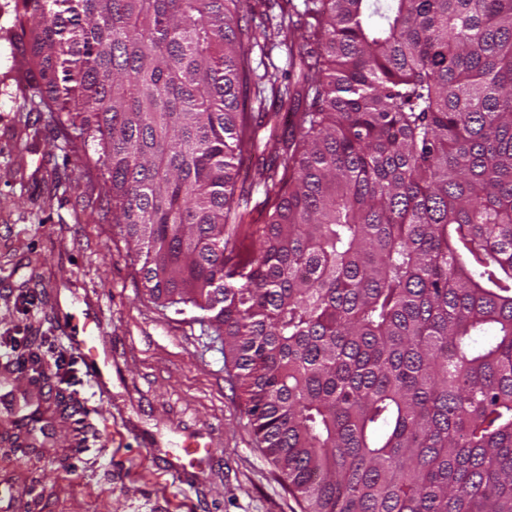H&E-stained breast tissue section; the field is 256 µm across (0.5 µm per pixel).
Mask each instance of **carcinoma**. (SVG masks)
<instances>
[{
  "mask_svg": "<svg viewBox=\"0 0 512 512\" xmlns=\"http://www.w3.org/2000/svg\"><path fill=\"white\" fill-rule=\"evenodd\" d=\"M263 2L14 0V47L306 512H512V0H284L253 84ZM253 67L256 70V73L261 75L264 73V66H268L269 74L273 73L279 77H284L286 73H288V60L286 54L278 48L272 49L271 44H267V46L263 47V51L259 47H255L252 53ZM270 61L278 67V70L275 71L273 68L269 66ZM288 74H286L287 76Z\"/></svg>",
  "mask_w": 512,
  "mask_h": 512,
  "instance_id": "1",
  "label": "carcinoma"
}]
</instances>
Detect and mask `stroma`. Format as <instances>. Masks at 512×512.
<instances>
[{
	"mask_svg": "<svg viewBox=\"0 0 512 512\" xmlns=\"http://www.w3.org/2000/svg\"><path fill=\"white\" fill-rule=\"evenodd\" d=\"M13 6L0 0V512H303L221 340L150 299L124 239L89 220L101 186L17 85ZM67 324L96 336L107 387Z\"/></svg>",
	"mask_w": 512,
	"mask_h": 512,
	"instance_id": "35a3bbf8",
	"label": "stroma"
}]
</instances>
